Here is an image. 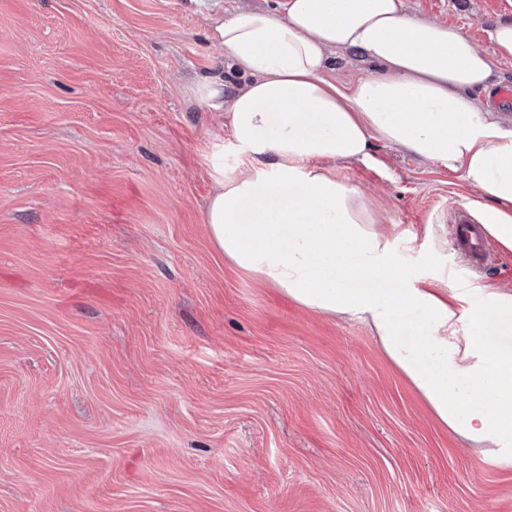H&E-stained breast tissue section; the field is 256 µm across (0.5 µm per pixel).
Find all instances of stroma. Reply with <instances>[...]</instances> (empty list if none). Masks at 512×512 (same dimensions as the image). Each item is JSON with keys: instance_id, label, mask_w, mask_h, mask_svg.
Instances as JSON below:
<instances>
[{"instance_id": "35a3bbf8", "label": "stroma", "mask_w": 512, "mask_h": 512, "mask_svg": "<svg viewBox=\"0 0 512 512\" xmlns=\"http://www.w3.org/2000/svg\"><path fill=\"white\" fill-rule=\"evenodd\" d=\"M265 0H0V512H512L361 324L235 271L204 212L248 161L191 96L209 23ZM486 52L512 0H406ZM449 284L460 174L373 141L331 166Z\"/></svg>"}]
</instances>
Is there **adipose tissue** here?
I'll list each match as a JSON object with an SVG mask.
<instances>
[{"instance_id": "obj_1", "label": "adipose tissue", "mask_w": 512, "mask_h": 512, "mask_svg": "<svg viewBox=\"0 0 512 512\" xmlns=\"http://www.w3.org/2000/svg\"><path fill=\"white\" fill-rule=\"evenodd\" d=\"M210 39L242 88L205 75L194 97L230 113L246 174L218 183L205 222L237 271L309 310L364 324L435 421L512 467V290L449 285L431 251L377 224L369 200L329 165L379 140L448 171L488 235L512 249V124L475 97L512 58V21L493 54L462 29L408 13L405 0H274L217 19ZM378 66L339 86L336 51Z\"/></svg>"}]
</instances>
